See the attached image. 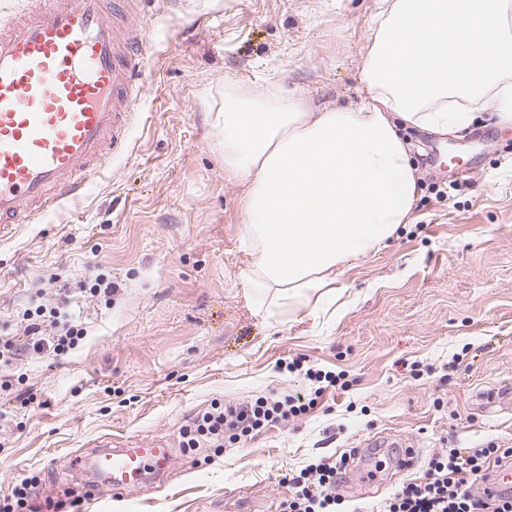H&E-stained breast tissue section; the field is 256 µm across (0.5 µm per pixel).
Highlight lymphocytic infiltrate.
<instances>
[{"label":"lymphocytic infiltrate","instance_id":"1","mask_svg":"<svg viewBox=\"0 0 512 512\" xmlns=\"http://www.w3.org/2000/svg\"><path fill=\"white\" fill-rule=\"evenodd\" d=\"M25 331L42 337L59 356L73 350L84 334L73 314L60 306L51 308L48 318L28 323ZM314 404V399L299 393L282 399L216 404L184 426V445L197 447L203 437L219 448L242 443L268 426L306 414ZM511 457L512 448L449 449L445 456L429 462L423 477L395 490L379 512H512L511 497L474 491L491 466ZM344 464V459L323 457L286 477L288 493L279 504V512H342L343 500L336 484Z\"/></svg>","mask_w":512,"mask_h":512}]
</instances>
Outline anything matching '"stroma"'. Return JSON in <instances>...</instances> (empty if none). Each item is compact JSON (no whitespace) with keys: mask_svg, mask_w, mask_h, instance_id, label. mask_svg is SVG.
Returning a JSON list of instances; mask_svg holds the SVG:
<instances>
[{"mask_svg":"<svg viewBox=\"0 0 512 512\" xmlns=\"http://www.w3.org/2000/svg\"><path fill=\"white\" fill-rule=\"evenodd\" d=\"M381 0H144L151 60L124 148L86 192L0 239V505L27 476L67 496L70 461L93 441H166L174 464L138 502L93 512H278L284 476L373 437L416 445L414 467L371 458L341 488L375 512L451 448H512V408L475 394L512 384V126L494 105L463 130L401 133L420 174L413 223L357 260L336 300L255 314L238 272L244 189L224 176L212 123L224 84L271 82L315 106L366 90V43ZM447 196H440V189ZM109 273L111 304L80 288ZM60 275L68 293L42 287ZM67 302L87 335L61 358L34 347L26 311ZM344 374L310 413L236 447L186 448L182 426L213 403L307 392L286 362Z\"/></svg>","mask_w":512,"mask_h":512,"instance_id":"1","label":"stroma"}]
</instances>
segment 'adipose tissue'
<instances>
[{
  "mask_svg": "<svg viewBox=\"0 0 512 512\" xmlns=\"http://www.w3.org/2000/svg\"><path fill=\"white\" fill-rule=\"evenodd\" d=\"M361 80L343 107L224 86L214 139L245 188L239 278L255 313L334 289L410 223L419 175L401 127L460 131L491 101L512 124V0H383Z\"/></svg>",
  "mask_w": 512,
  "mask_h": 512,
  "instance_id": "1",
  "label": "adipose tissue"
}]
</instances>
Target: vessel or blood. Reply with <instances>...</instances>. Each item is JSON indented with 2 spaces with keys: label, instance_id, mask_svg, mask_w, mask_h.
<instances>
[{
  "label": "vessel or blood",
  "instance_id": "obj_1",
  "mask_svg": "<svg viewBox=\"0 0 512 512\" xmlns=\"http://www.w3.org/2000/svg\"><path fill=\"white\" fill-rule=\"evenodd\" d=\"M142 0H35L0 25V234L84 189L105 148L128 137L149 64ZM172 451L125 441L94 465L107 491L165 472Z\"/></svg>",
  "mask_w": 512,
  "mask_h": 512
}]
</instances>
